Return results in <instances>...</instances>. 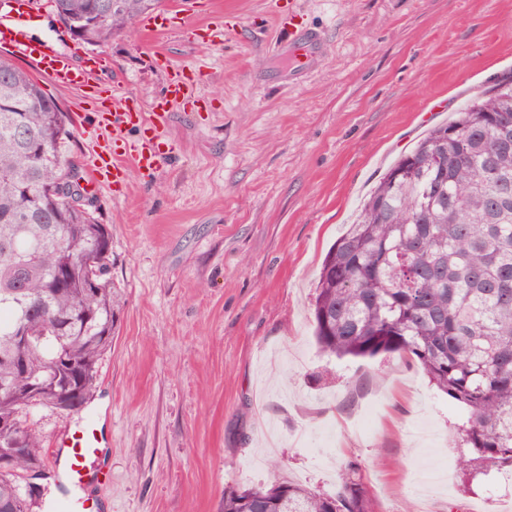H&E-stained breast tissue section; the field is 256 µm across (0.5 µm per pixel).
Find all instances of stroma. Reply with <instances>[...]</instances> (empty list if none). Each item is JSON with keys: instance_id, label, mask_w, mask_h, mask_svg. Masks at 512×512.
I'll list each match as a JSON object with an SVG mask.
<instances>
[{"instance_id": "1", "label": "stroma", "mask_w": 512, "mask_h": 512, "mask_svg": "<svg viewBox=\"0 0 512 512\" xmlns=\"http://www.w3.org/2000/svg\"><path fill=\"white\" fill-rule=\"evenodd\" d=\"M153 39L132 25L101 49L52 13L74 65L101 52L105 91L149 109L174 65L202 67L162 133L167 156L94 199L112 233L116 330L86 407L101 415L102 512H223L231 488L284 480L318 492L358 462L379 512H505L512 486L461 482L449 447L464 411L409 356L337 360L313 336L322 261L369 191L426 130L512 74V0H214ZM320 31L315 67L291 25ZM72 117L89 170L95 114L42 81ZM272 454L279 469L263 458Z\"/></svg>"}]
</instances>
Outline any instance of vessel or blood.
I'll return each instance as SVG.
<instances>
[{
  "instance_id": "vessel-or-blood-1",
  "label": "vessel or blood",
  "mask_w": 512,
  "mask_h": 512,
  "mask_svg": "<svg viewBox=\"0 0 512 512\" xmlns=\"http://www.w3.org/2000/svg\"><path fill=\"white\" fill-rule=\"evenodd\" d=\"M41 21V13L30 0H14L9 10L0 11V49L29 64L55 86H93L98 59L75 66L58 37H33L32 32ZM182 21L178 11L167 10L143 23L142 31L157 35ZM317 40V34L306 28L288 34V46L298 57L308 55ZM195 81V74L175 68L169 74L164 97L155 101L150 111H134L119 101L113 102L111 110H100L98 129L108 132L109 137L90 156L88 184L92 190L123 183L133 168L157 169L164 158L159 130L168 120L170 106L184 102ZM129 129L134 130V137H126ZM55 446L57 455L53 469L58 482L66 487L67 495L64 500L50 505V512H100L101 503L92 490L104 479L98 461L106 446L96 419L88 417L66 427L57 436Z\"/></svg>"
}]
</instances>
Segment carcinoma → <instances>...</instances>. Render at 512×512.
Here are the masks:
<instances>
[{
	"mask_svg": "<svg viewBox=\"0 0 512 512\" xmlns=\"http://www.w3.org/2000/svg\"><path fill=\"white\" fill-rule=\"evenodd\" d=\"M89 0H51L77 23ZM121 5L79 41L103 46L161 0ZM72 120L28 71L0 56V423L22 454L0 468V501L46 480L34 410L80 412L112 347V234L67 159ZM512 76L433 128L384 174L321 266L314 336L334 357L411 355L465 407V479L512 477ZM24 326L28 341L15 331ZM224 492V512H377L355 461L336 491L279 482Z\"/></svg>",
	"mask_w": 512,
	"mask_h": 512,
	"instance_id": "1",
	"label": "carcinoma"
}]
</instances>
